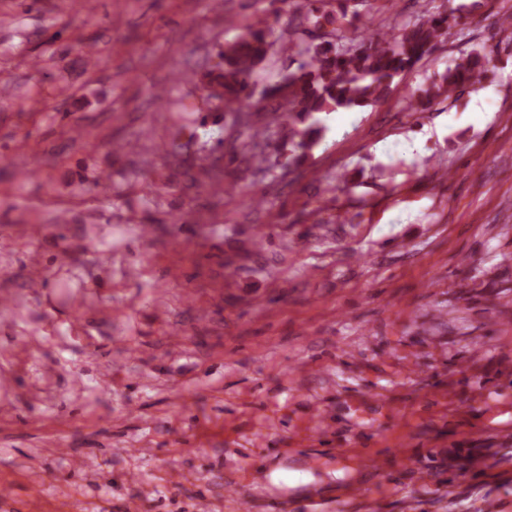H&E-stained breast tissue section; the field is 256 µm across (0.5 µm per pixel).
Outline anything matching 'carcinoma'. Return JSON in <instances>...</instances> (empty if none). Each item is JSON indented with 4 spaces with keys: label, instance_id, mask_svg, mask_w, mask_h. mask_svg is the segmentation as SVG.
Listing matches in <instances>:
<instances>
[{
    "label": "carcinoma",
    "instance_id": "carcinoma-1",
    "mask_svg": "<svg viewBox=\"0 0 512 512\" xmlns=\"http://www.w3.org/2000/svg\"><path fill=\"white\" fill-rule=\"evenodd\" d=\"M308 20L321 28L335 24L336 17L314 6L309 9ZM449 29L447 15L434 13L426 20L403 27L385 47L366 35L349 41L341 35L311 43L303 49L307 61L266 88L259 101L255 99L251 80L267 59L275 33L273 28L258 22L246 26L231 45L222 49L221 63L204 72L200 83L218 91L248 127L261 101H273L270 111L279 114L288 125L290 141L304 153L316 145L321 134V128L311 122L313 114L377 103L393 80L420 62L432 43ZM486 63L484 52H471L464 63L448 69L411 99L410 110L425 112L434 99L449 97L475 84Z\"/></svg>",
    "mask_w": 512,
    "mask_h": 512
}]
</instances>
